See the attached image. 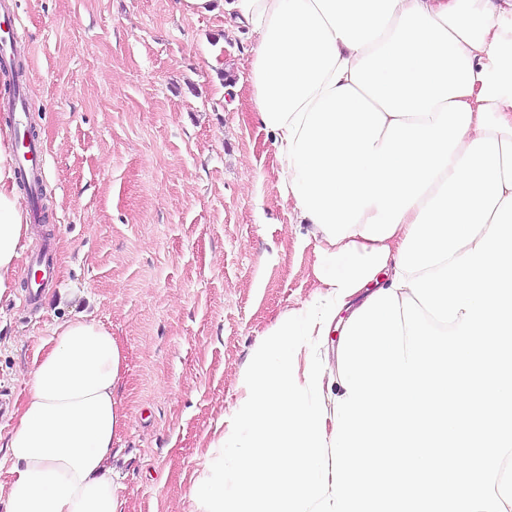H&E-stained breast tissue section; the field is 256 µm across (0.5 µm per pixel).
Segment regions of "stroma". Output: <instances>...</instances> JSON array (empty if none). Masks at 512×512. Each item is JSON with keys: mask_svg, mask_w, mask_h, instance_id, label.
<instances>
[{"mask_svg": "<svg viewBox=\"0 0 512 512\" xmlns=\"http://www.w3.org/2000/svg\"><path fill=\"white\" fill-rule=\"evenodd\" d=\"M178 3L13 2L47 151L48 219L22 253L54 244L56 280L41 304H23V262L0 298V397L20 406L57 323L86 314L111 330L123 356L112 479L124 512H191L240 367L316 283L318 243L284 203L253 116L257 38L222 7L188 16ZM229 83L237 100L224 96Z\"/></svg>", "mask_w": 512, "mask_h": 512, "instance_id": "obj_1", "label": "stroma"}]
</instances>
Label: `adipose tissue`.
I'll use <instances>...</instances> for the list:
<instances>
[{"instance_id":"1","label":"adipose tissue","mask_w":512,"mask_h":512,"mask_svg":"<svg viewBox=\"0 0 512 512\" xmlns=\"http://www.w3.org/2000/svg\"><path fill=\"white\" fill-rule=\"evenodd\" d=\"M421 6L459 41L473 63L475 82L465 101L471 123L453 161L473 140L499 144L504 195H512V0H399V10ZM278 0H224L237 25L265 35ZM437 186L406 210L386 238L387 265L346 297L341 326L378 290L392 287L399 249ZM29 230L21 205L10 140L0 136V296L15 286L20 242ZM121 350L111 331L79 315L56 325L37 352L18 421L0 436V458L12 478L0 485V512H122L112 482L113 438L122 417L115 400Z\"/></svg>"}]
</instances>
